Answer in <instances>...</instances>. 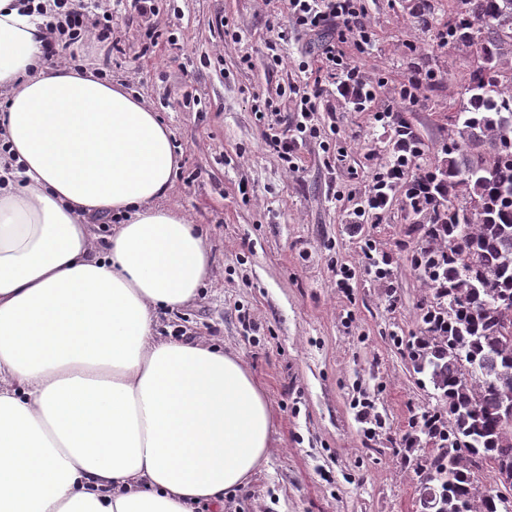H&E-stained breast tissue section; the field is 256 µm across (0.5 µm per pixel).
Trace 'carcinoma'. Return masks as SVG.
Here are the masks:
<instances>
[{
	"instance_id": "carcinoma-1",
	"label": "carcinoma",
	"mask_w": 512,
	"mask_h": 512,
	"mask_svg": "<svg viewBox=\"0 0 512 512\" xmlns=\"http://www.w3.org/2000/svg\"><path fill=\"white\" fill-rule=\"evenodd\" d=\"M402 10L437 46L472 49L465 98L448 107V142L440 164L421 169L430 201L412 204L422 232L416 262L431 304L411 357L433 386L443 412L422 417L420 433L433 445L418 464L431 475V512H457L464 486L484 468L512 460V427L502 407L512 404V0H401ZM394 135L407 141L409 160L425 144L411 121L394 114ZM473 448L455 454L456 441ZM466 512H494L490 487L466 499Z\"/></svg>"
}]
</instances>
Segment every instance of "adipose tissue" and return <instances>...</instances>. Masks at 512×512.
Returning <instances> with one entry per match:
<instances>
[{
  "label": "adipose tissue",
  "mask_w": 512,
  "mask_h": 512,
  "mask_svg": "<svg viewBox=\"0 0 512 512\" xmlns=\"http://www.w3.org/2000/svg\"><path fill=\"white\" fill-rule=\"evenodd\" d=\"M44 45L0 0V512H224L274 414L238 355L156 330L211 274L202 229L162 203L173 134Z\"/></svg>",
  "instance_id": "obj_1"
}]
</instances>
